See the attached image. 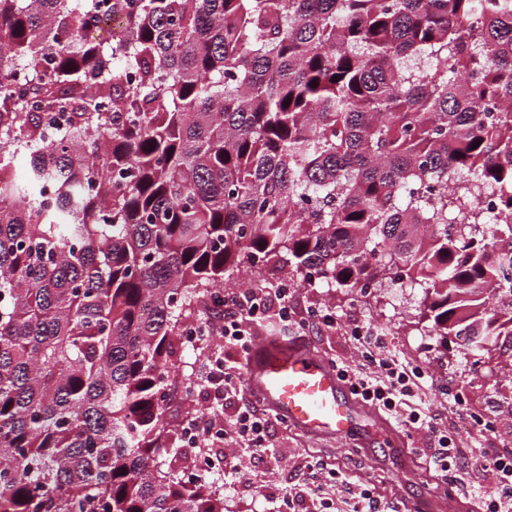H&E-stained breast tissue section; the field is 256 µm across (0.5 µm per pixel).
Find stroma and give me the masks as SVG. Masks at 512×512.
Wrapping results in <instances>:
<instances>
[{
  "label": "stroma",
  "mask_w": 512,
  "mask_h": 512,
  "mask_svg": "<svg viewBox=\"0 0 512 512\" xmlns=\"http://www.w3.org/2000/svg\"><path fill=\"white\" fill-rule=\"evenodd\" d=\"M252 287L275 292L290 283V304L298 316L309 317L332 307L343 327L338 331L311 332L305 342L330 364H346L372 371L364 352L353 345L343 328L357 322L382 341V347L400 361L422 369L401 413L417 412L434 420L462 449L466 460L458 471L440 477L429 471L421 454L428 447L424 430L381 421L372 430L344 438L314 439L273 423L270 459L248 466L241 477L225 476L224 449L212 451L207 477L210 490L223 498L224 512H278L284 496L304 489L307 470L296 468L299 460L321 461L339 470L352 486L376 487L382 500L398 506L421 501L432 512H484L488 495L497 489L494 473L484 461L512 453V336L498 337L491 350L473 351L467 337H455L449 346L420 321L422 288L397 281L377 289L369 303L359 290L328 287L323 282H289L286 273L269 266L251 274ZM218 349L226 366L243 363L240 350L227 346L223 336H211L204 347L188 341L175 346L176 384L170 390L164 428L172 450L160 456L162 470L193 481L197 472L194 451L180 443V425L186 416L207 413L212 405L200 379L208 349Z\"/></svg>",
  "instance_id": "1"
}]
</instances>
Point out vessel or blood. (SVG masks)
<instances>
[{
    "label": "vessel or blood",
    "instance_id": "b4317fda",
    "mask_svg": "<svg viewBox=\"0 0 512 512\" xmlns=\"http://www.w3.org/2000/svg\"><path fill=\"white\" fill-rule=\"evenodd\" d=\"M247 388L310 437H343L363 425V408L336 372L304 344L272 341L252 358Z\"/></svg>",
    "mask_w": 512,
    "mask_h": 512
}]
</instances>
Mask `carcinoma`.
Segmentation results:
<instances>
[{
    "mask_svg": "<svg viewBox=\"0 0 512 512\" xmlns=\"http://www.w3.org/2000/svg\"><path fill=\"white\" fill-rule=\"evenodd\" d=\"M18 155L0 512H224L157 458L173 338L236 272L419 281L442 340L512 336V0H0Z\"/></svg>",
    "mask_w": 512,
    "mask_h": 512,
    "instance_id": "cac0c4a2",
    "label": "carcinoma"
}]
</instances>
